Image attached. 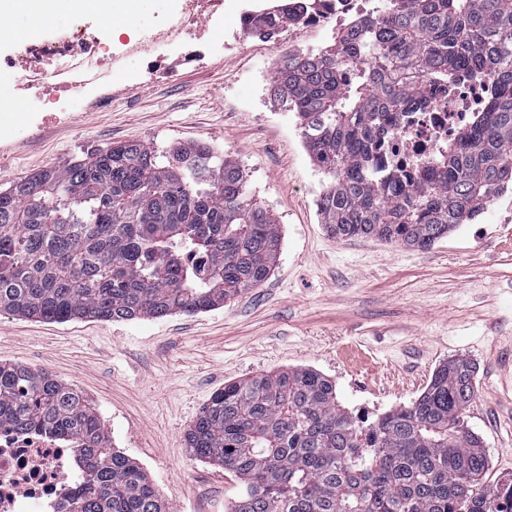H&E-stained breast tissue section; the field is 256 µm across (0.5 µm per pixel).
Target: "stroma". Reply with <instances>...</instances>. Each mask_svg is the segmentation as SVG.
Returning <instances> with one entry per match:
<instances>
[{
  "label": "stroma",
  "instance_id": "35a3bbf8",
  "mask_svg": "<svg viewBox=\"0 0 512 512\" xmlns=\"http://www.w3.org/2000/svg\"><path fill=\"white\" fill-rule=\"evenodd\" d=\"M223 21L202 14L196 32L232 50L169 78L113 74L97 103L72 111L30 99L20 106L21 68L0 72V190L88 152L142 142L160 152L202 143L246 174L250 195L278 220L280 260L269 278L224 305L192 315L106 322L0 314V362L46 370L90 399L114 447L151 476L169 512H229L239 486L189 452L184 434L225 383L285 368H310L336 383L350 409L373 414L410 405L436 369L474 362L475 397L464 421L489 459L493 486L512 480V223L501 201L426 250L365 238L338 239L320 222L327 181L309 157L295 112L272 93L278 60L318 52L336 34L270 43L244 34L238 4ZM172 0H112L111 39L124 42L166 22ZM97 13L62 14L37 30L26 14L6 19L0 57L29 40H57L95 24Z\"/></svg>",
  "mask_w": 512,
  "mask_h": 512
}]
</instances>
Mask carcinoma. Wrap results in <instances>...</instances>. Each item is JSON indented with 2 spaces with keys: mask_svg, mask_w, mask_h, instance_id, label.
Masks as SVG:
<instances>
[{
  "mask_svg": "<svg viewBox=\"0 0 512 512\" xmlns=\"http://www.w3.org/2000/svg\"><path fill=\"white\" fill-rule=\"evenodd\" d=\"M300 7L248 32L300 20ZM351 72L348 84L342 76ZM487 75L494 92L437 165L378 167L395 112ZM274 94L297 113L310 158L332 177L318 201L336 238L426 249L478 215L512 175V0H377L336 43L290 54ZM279 225L252 202L237 164L194 144L100 150L0 191V313L127 321L207 311L263 283ZM476 366L440 367L409 406L371 419L336 385L288 368L224 385L187 431L190 453L240 486L230 512H512V481L490 488L464 424ZM71 437L83 464L74 512H167L149 475L111 439L90 400L44 370L0 362V425Z\"/></svg>",
  "mask_w": 512,
  "mask_h": 512,
  "instance_id": "cac0c4a2",
  "label": "carcinoma"
}]
</instances>
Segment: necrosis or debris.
<instances>
[{"mask_svg":"<svg viewBox=\"0 0 512 512\" xmlns=\"http://www.w3.org/2000/svg\"><path fill=\"white\" fill-rule=\"evenodd\" d=\"M210 0H177L159 29L138 39L112 44L108 25L80 28L56 40L30 41L21 60L29 73L19 87L22 96L46 99L55 111L67 112L76 92L91 93L102 79L131 56L147 59L160 71L166 58L196 64L202 46L188 36ZM363 10V0H312L300 26L315 33L326 26L348 27ZM489 77L462 79L449 89L433 92L422 112L395 113L381 160L388 167L407 169L435 164L459 131L472 123L486 104ZM76 445L53 434L11 427L0 428V512H65L77 490Z\"/></svg>","mask_w":512,"mask_h":512,"instance_id":"necrosis-or-debris-1","label":"necrosis or debris"}]
</instances>
